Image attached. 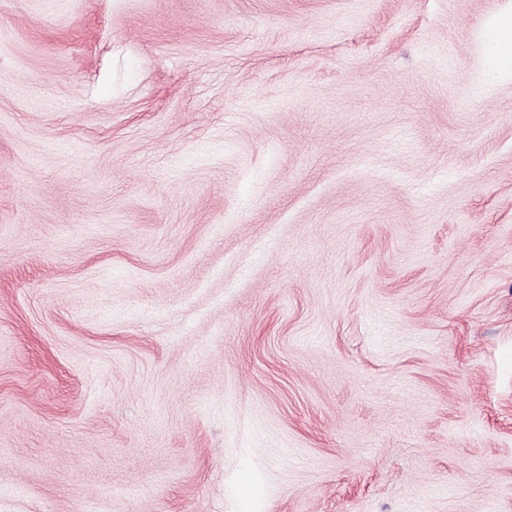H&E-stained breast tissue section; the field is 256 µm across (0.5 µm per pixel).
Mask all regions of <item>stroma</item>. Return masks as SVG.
<instances>
[{"label": "stroma", "mask_w": 512, "mask_h": 512, "mask_svg": "<svg viewBox=\"0 0 512 512\" xmlns=\"http://www.w3.org/2000/svg\"><path fill=\"white\" fill-rule=\"evenodd\" d=\"M512 0H0V512H512ZM486 36L490 69L496 74H512V10L491 20Z\"/></svg>", "instance_id": "1"}]
</instances>
